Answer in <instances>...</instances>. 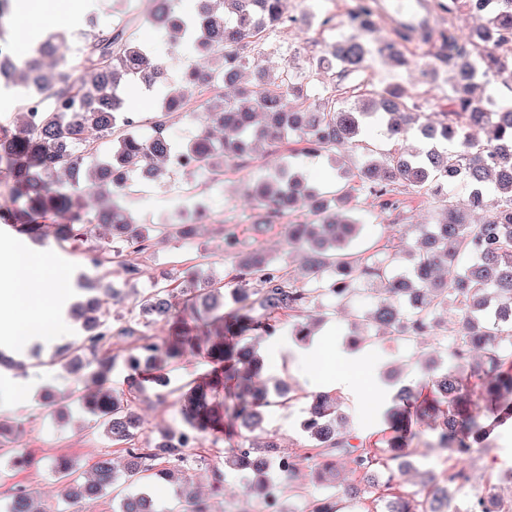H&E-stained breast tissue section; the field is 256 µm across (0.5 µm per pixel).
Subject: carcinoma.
Instances as JSON below:
<instances>
[{"label":"carcinoma","mask_w":512,"mask_h":512,"mask_svg":"<svg viewBox=\"0 0 512 512\" xmlns=\"http://www.w3.org/2000/svg\"><path fill=\"white\" fill-rule=\"evenodd\" d=\"M436 5L450 17L466 8L485 18L465 40L451 29H420L423 39L434 43L435 59L458 74L438 123L420 121L418 106L407 102L400 85H343L374 51L412 69L415 61L405 50L412 29H397L394 38L374 49L354 40L335 43L314 67L335 70L337 83L311 105L304 81L270 74L256 41L288 18L285 0H200L190 15L160 11L154 29L180 49L182 80L164 89L156 115L139 125L121 92L135 81L155 85L161 66L140 39L135 19L96 28L75 44L67 31L48 30L39 56L18 67L10 54L0 53V74L11 73L14 85L43 98L37 106L27 96L21 99L14 112L16 138L0 140V157L11 159L10 204L0 206V219L34 235L43 225L26 223L30 215L69 214L82 199L74 191L52 188L61 173L73 187L85 178L105 202L92 226L58 225L56 243L63 250L86 241L102 225L108 235L95 264L98 281L105 282L103 297L88 300L81 312L86 335L59 350L52 363L91 379L95 389L83 397L84 408L120 446L125 465L118 471L102 457L83 479L71 460L57 459L54 472L64 504L111 493L113 512H162L150 488L167 483L175 486L177 498L193 504L192 512H208L193 489L192 456L205 447L207 435L237 426L249 435L224 449V463L212 467L214 496L224 495L225 479L241 473L248 477L246 495L265 498L309 463L320 484L338 482L344 471L357 475L364 487L348 496L359 512H448V502L460 492L456 476L439 480L434 471L423 470L417 480L406 479L400 454L392 453L398 446L389 439L336 428L342 401L331 390L306 396L299 423L307 440L304 454L294 456L286 470L275 465L281 444L266 431L264 418L293 397L279 380L259 382L264 360L256 344L277 336L304 342L328 316L367 291L375 301L362 316L365 324L407 343L431 336L439 354L428 362L437 372L430 396L418 403L409 391L398 394L402 406L390 418L398 436L411 431L414 412L430 421L440 442L460 460L474 441L512 427V105L494 88L499 82L512 90V0H436ZM376 13V0H353L344 24L370 32ZM12 22L10 0H0V43L7 46ZM201 56L217 67L200 69L196 58ZM352 97L361 105L349 103ZM36 111L41 120L32 126L30 114ZM175 114L197 125V135L185 146L166 135ZM370 121L383 126L389 150L362 143ZM285 141L293 144L288 159L248 179L245 193L260 223L290 217L287 246L306 254L301 275L288 272L286 254L275 259L258 248L237 249L238 224L231 216L222 224L225 247L236 250L228 273L233 288L224 290V279L213 276L199 281L192 274L170 275L145 294L135 288L123 294L109 280L138 274L128 256L148 254L155 234L190 240L196 232L193 224L140 227L113 197L132 192L139 178L165 186L180 174L247 168L259 153ZM342 144L362 149L363 161L345 173V183L326 191L309 180L300 159L332 156ZM174 152L188 159L181 170L170 164ZM458 188L467 191L463 207L454 201ZM357 192L383 212L403 209L402 194L427 198L442 218L411 225L418 232L411 250L392 236L380 247L355 251L361 220L336 216V205L350 202ZM303 200L311 201L313 216L293 217ZM118 302L127 309L123 321L112 319ZM199 321L216 326L220 342L195 335L192 324ZM116 336L133 339L121 356L112 353ZM190 350L204 355L212 369L185 384L178 424L161 430L155 442L140 440L135 400L151 389L164 402L168 372ZM119 364L124 385L104 388ZM481 397L504 405L490 419L479 407ZM185 433L195 434L197 448L181 447ZM383 470L388 476L380 481ZM342 509L337 493L309 501V512ZM0 512H34L31 494L16 489L0 499ZM470 512H512V499L487 494L471 504Z\"/></svg>","instance_id":"cac0c4a2"}]
</instances>
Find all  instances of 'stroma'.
<instances>
[{"label":"stroma","mask_w":512,"mask_h":512,"mask_svg":"<svg viewBox=\"0 0 512 512\" xmlns=\"http://www.w3.org/2000/svg\"><path fill=\"white\" fill-rule=\"evenodd\" d=\"M55 2L56 12H40L32 19L16 17L8 33L10 41L18 42L34 19L46 27L65 28L76 36L93 27L133 17L140 22V38L150 44L153 54L165 68V82H180L182 65L174 56L173 45L155 39L150 18L159 3H166L171 12L182 14L194 12L196 0H87L82 14L73 18L67 15L68 0ZM350 5L351 0H288V13L295 17V24L265 32L259 41L270 66L295 75L308 72L313 58L325 55L336 41L351 36V29L343 23ZM406 51L416 62L413 70L401 69L373 54L360 78L377 86L398 84L405 87L421 112L431 119H440L448 106V86L455 72L442 64L436 78L427 77V66L433 60L431 43L415 39L407 42ZM361 161L360 150L344 147L335 158L308 157L303 165L310 179L328 190L335 186L339 168L352 169ZM249 172L227 170L219 183L201 173L192 176V183L199 187L206 199L209 221L200 225L193 240L169 237L157 243L146 258L138 260L139 274L133 282L134 288L149 287L155 264H165L173 272L181 271L193 265L196 256L202 253L210 257L206 274H223L225 268L230 267L232 256L224 251V232L219 222L231 214L240 222L243 247H261L271 255H280L284 247V224L257 227L248 219L250 210L243 195V185ZM182 188L179 182L154 186L148 194L124 198L123 204L136 214L143 226L150 228L177 217L183 203ZM351 206L354 212L364 217L362 241H382L399 233V226L392 224L389 214L373 208L364 193H357ZM46 231L44 238L33 239L0 223V249L25 248L46 253L52 264L66 269L68 290L75 298H82L85 288L95 277L94 271L82 264L78 254L56 246L54 225H47ZM416 351L415 345L385 339L374 340L363 348L366 384L338 390L344 399L345 429L362 436L383 433L388 429V415L396 404L398 392L404 388L426 389L427 377L414 361ZM261 353L265 358L264 378L283 380L294 389L313 392L314 387L303 367L284 368L279 359V344L267 342ZM54 354L51 348L18 352L14 358L21 362V369L0 368V391L6 394L5 399L0 400V423L6 427L5 434L0 435V498L7 497L14 485L21 484L29 488L38 512H112V499L108 496L67 508L58 495V481L53 471L56 458H71L78 474L85 476L100 455L107 454L117 460L121 453L95 416L84 409V383L61 365L53 363ZM182 404L176 394L169 395L161 405L152 400L142 402L143 438L157 440L161 429L179 422ZM304 407V401L298 400L290 407L271 411L265 418L269 432L282 446L296 454L304 451L305 441L298 431V419ZM15 448L26 449L33 459L32 464L21 470L13 469L11 451ZM466 466L473 484L486 491L496 490L504 496L512 494V481L506 478L507 473L512 472V430H495L486 447L473 448Z\"/></svg>","instance_id":"obj_1"}]
</instances>
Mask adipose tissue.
I'll list each match as a JSON object with an SVG mask.
<instances>
[{
    "label": "adipose tissue",
    "instance_id": "adipose-tissue-1",
    "mask_svg": "<svg viewBox=\"0 0 512 512\" xmlns=\"http://www.w3.org/2000/svg\"><path fill=\"white\" fill-rule=\"evenodd\" d=\"M68 293L54 268L39 253L18 249L0 257V345L50 346L67 338ZM301 364L313 372L318 385L363 382L359 363L347 358L342 370L331 367L323 344L301 350Z\"/></svg>",
    "mask_w": 512,
    "mask_h": 512
}]
</instances>
